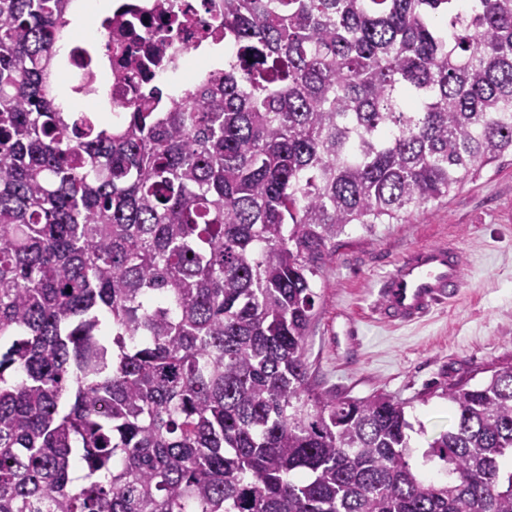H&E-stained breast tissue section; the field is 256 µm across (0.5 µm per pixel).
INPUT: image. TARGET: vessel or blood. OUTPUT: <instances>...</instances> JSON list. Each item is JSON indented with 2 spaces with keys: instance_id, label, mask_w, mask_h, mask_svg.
Returning <instances> with one entry per match:
<instances>
[{
  "instance_id": "1",
  "label": "vessel or blood",
  "mask_w": 512,
  "mask_h": 512,
  "mask_svg": "<svg viewBox=\"0 0 512 512\" xmlns=\"http://www.w3.org/2000/svg\"><path fill=\"white\" fill-rule=\"evenodd\" d=\"M461 283L458 250L445 244L418 248L383 278L378 317L392 325L416 322L454 299Z\"/></svg>"
}]
</instances>
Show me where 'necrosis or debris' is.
<instances>
[{"instance_id": "1", "label": "necrosis or debris", "mask_w": 512, "mask_h": 512, "mask_svg": "<svg viewBox=\"0 0 512 512\" xmlns=\"http://www.w3.org/2000/svg\"><path fill=\"white\" fill-rule=\"evenodd\" d=\"M222 0H112L90 36L59 40L74 90L85 101L106 86L110 110L150 101L166 109L180 96L183 72L212 70L224 46Z\"/></svg>"}]
</instances>
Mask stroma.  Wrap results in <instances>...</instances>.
I'll list each match as a JSON object with an SVG mask.
<instances>
[{"mask_svg":"<svg viewBox=\"0 0 512 512\" xmlns=\"http://www.w3.org/2000/svg\"><path fill=\"white\" fill-rule=\"evenodd\" d=\"M454 243L464 284L451 303L391 326L371 313L379 282L410 250ZM307 359L320 388L403 403L411 444H429L453 417L442 392L480 367L512 362V155L486 166L448 197L398 224L350 226L316 281Z\"/></svg>","mask_w":512,"mask_h":512,"instance_id":"35a3bbf8","label":"stroma"}]
</instances>
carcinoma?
<instances>
[{
	"instance_id": "carcinoma-1",
	"label": "carcinoma",
	"mask_w": 512,
	"mask_h": 512,
	"mask_svg": "<svg viewBox=\"0 0 512 512\" xmlns=\"http://www.w3.org/2000/svg\"><path fill=\"white\" fill-rule=\"evenodd\" d=\"M67 2L0 0V512H512V363L434 477L305 349L349 226L512 154V0H224V69L118 126L56 105Z\"/></svg>"
}]
</instances>
